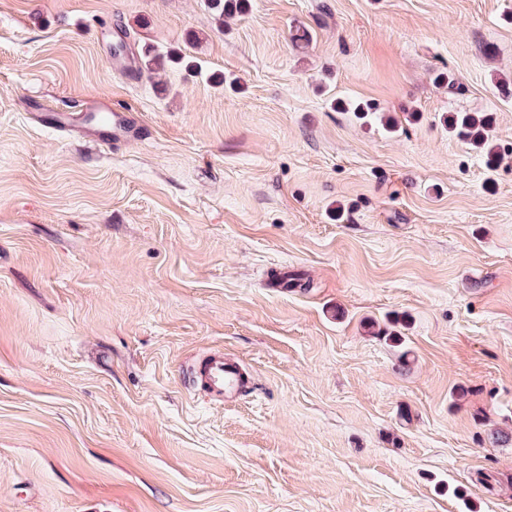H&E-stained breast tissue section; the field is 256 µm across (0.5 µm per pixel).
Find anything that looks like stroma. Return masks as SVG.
<instances>
[{"instance_id": "1", "label": "stroma", "mask_w": 512, "mask_h": 512, "mask_svg": "<svg viewBox=\"0 0 512 512\" xmlns=\"http://www.w3.org/2000/svg\"><path fill=\"white\" fill-rule=\"evenodd\" d=\"M505 80L512 0H0V512H512ZM95 98L150 137L30 118ZM205 3L220 27H223L226 15L241 13L246 5L245 0H206ZM140 57L141 69H146L151 72L163 71L168 66H180L189 69L194 66L191 61L187 60L182 55L172 52L161 53L150 48L142 50ZM492 117L482 113L459 112L448 118V126L457 130L474 148L493 153L494 146L489 140ZM193 375L204 396L225 404L235 401L250 382L242 366L225 360L221 351L200 359L193 369Z\"/></svg>"}]
</instances>
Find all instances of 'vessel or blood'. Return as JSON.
<instances>
[{
    "label": "vessel or blood",
    "mask_w": 512,
    "mask_h": 512,
    "mask_svg": "<svg viewBox=\"0 0 512 512\" xmlns=\"http://www.w3.org/2000/svg\"><path fill=\"white\" fill-rule=\"evenodd\" d=\"M101 120L92 121L82 112H55L50 122L63 133L73 134L89 143L126 144L147 137L149 130L137 115L109 107L101 108ZM193 379L207 398L230 403L247 388L249 377L242 366L225 360L215 351L197 362Z\"/></svg>",
    "instance_id": "b4317fda"
}]
</instances>
